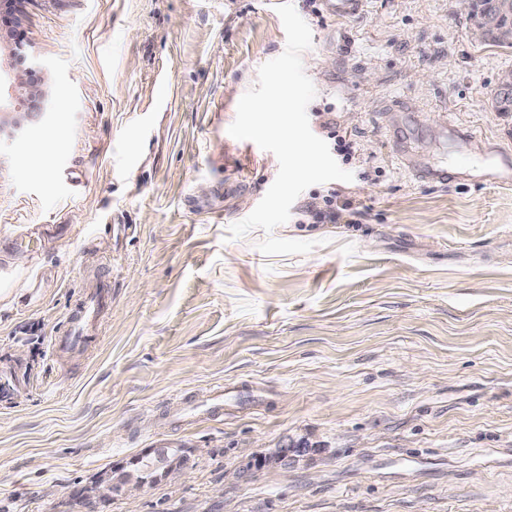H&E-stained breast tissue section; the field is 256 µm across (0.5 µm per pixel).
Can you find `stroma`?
I'll list each match as a JSON object with an SVG mask.
<instances>
[{"label": "stroma", "instance_id": "1", "mask_svg": "<svg viewBox=\"0 0 512 512\" xmlns=\"http://www.w3.org/2000/svg\"><path fill=\"white\" fill-rule=\"evenodd\" d=\"M283 0H18L0 25V512H82V489L152 448L190 469L99 512H512V186L427 184L388 153L382 112L415 111L412 149L479 157L454 115L512 153L493 106L512 47L481 43L456 0H368L312 32L307 108L352 181L261 253L228 239L274 182V154L228 128L286 47ZM50 67L54 113L28 116L12 48ZM335 113L347 157L323 128ZM109 300L56 356L89 289ZM224 391V415L188 396ZM288 450V467L256 468ZM440 130L445 136H448L449 140L469 152H480L484 144V140L480 136L458 124L454 118L448 117V113L444 115Z\"/></svg>", "mask_w": 512, "mask_h": 512}]
</instances>
